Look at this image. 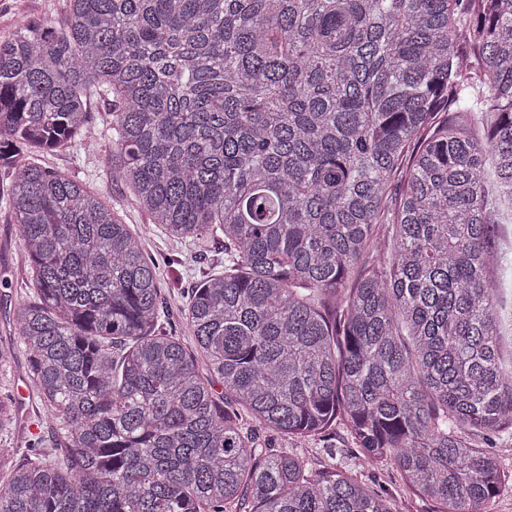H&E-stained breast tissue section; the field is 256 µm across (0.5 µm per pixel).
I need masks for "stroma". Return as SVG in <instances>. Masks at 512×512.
I'll return each instance as SVG.
<instances>
[{
  "label": "stroma",
  "instance_id": "35a3bbf8",
  "mask_svg": "<svg viewBox=\"0 0 512 512\" xmlns=\"http://www.w3.org/2000/svg\"><path fill=\"white\" fill-rule=\"evenodd\" d=\"M67 0H0V37L8 35L23 19L65 20ZM107 144L86 142L72 148H60L43 156L48 167L69 173L80 183L102 193L125 223L141 237L142 250L155 264L157 283L169 300L166 328L184 344H192L193 331L183 308L194 288L204 276L223 271L224 247L211 244L205 249L170 240L151 225L150 218L138 206L122 182L113 180L107 167ZM28 266L25 248L11 214L0 208V347L16 348L9 367L0 369V399L10 402L13 417L0 429V448H28L38 444L41 451L56 452L51 425L46 422L37 390L23 371L24 351L18 350L15 317L19 305L31 299L27 286ZM362 481L386 486L390 491L391 512H434L435 505L408 492L396 464L385 460L376 470L362 473Z\"/></svg>",
  "mask_w": 512,
  "mask_h": 512
}]
</instances>
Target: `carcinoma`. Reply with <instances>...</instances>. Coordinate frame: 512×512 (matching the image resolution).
I'll return each mask as SVG.
<instances>
[{
	"label": "carcinoma",
	"instance_id": "cac0c4a2",
	"mask_svg": "<svg viewBox=\"0 0 512 512\" xmlns=\"http://www.w3.org/2000/svg\"><path fill=\"white\" fill-rule=\"evenodd\" d=\"M82 139L169 237L224 242L193 347L127 225L29 161ZM0 172L33 292L17 336L65 449L0 448V512H391L358 478L387 458L440 512L509 488L489 264L512 223V0H68L0 39ZM257 427L320 436L335 466Z\"/></svg>",
	"mask_w": 512,
	"mask_h": 512
}]
</instances>
